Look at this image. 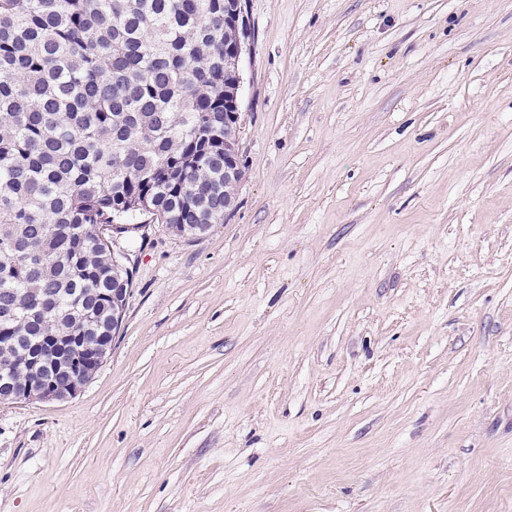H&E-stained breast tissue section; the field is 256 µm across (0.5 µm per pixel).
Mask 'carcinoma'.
I'll use <instances>...</instances> for the list:
<instances>
[{
	"mask_svg": "<svg viewBox=\"0 0 512 512\" xmlns=\"http://www.w3.org/2000/svg\"><path fill=\"white\" fill-rule=\"evenodd\" d=\"M224 0H0V369L18 336L100 332L33 292L109 321L101 224L224 223Z\"/></svg>",
	"mask_w": 512,
	"mask_h": 512,
	"instance_id": "obj_1",
	"label": "carcinoma"
}]
</instances>
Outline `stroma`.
<instances>
[{"mask_svg":"<svg viewBox=\"0 0 512 512\" xmlns=\"http://www.w3.org/2000/svg\"><path fill=\"white\" fill-rule=\"evenodd\" d=\"M237 204L119 241L0 512H512V0H248Z\"/></svg>","mask_w":512,"mask_h":512,"instance_id":"obj_1","label":"stroma"}]
</instances>
